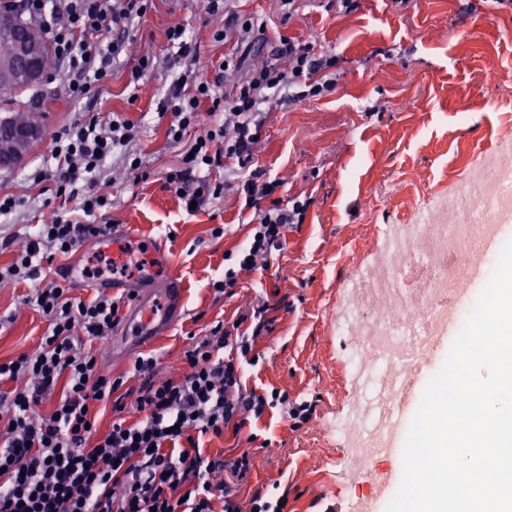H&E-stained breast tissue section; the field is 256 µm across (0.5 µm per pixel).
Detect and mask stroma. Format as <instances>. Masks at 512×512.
<instances>
[{"label": "stroma", "mask_w": 512, "mask_h": 512, "mask_svg": "<svg viewBox=\"0 0 512 512\" xmlns=\"http://www.w3.org/2000/svg\"><path fill=\"white\" fill-rule=\"evenodd\" d=\"M282 20L276 0H238L241 13L263 12L270 27L335 51V91L292 105L271 107L257 159L270 178L281 180V200L307 204L302 224L289 230L282 254L266 270L242 273L233 296L215 300L213 282L224 276V255L237 252L251 234L254 212L229 191L197 213H187L165 186L179 149L166 137L156 107L184 69L168 46V23L182 25L197 41L202 61L220 62L224 43L214 41L224 18L209 13L205 0H158L145 21L130 30V55L150 52L163 65L139 84L118 63L92 99L73 101L58 81L36 85L13 100L14 109L34 112L44 134L88 114L122 118L138 130L137 148L147 178L127 174L121 159L106 162L115 207L104 223L126 228L128 243L149 235L170 249L185 282L180 316L155 340L113 354L103 343L99 361L113 376L137 357L157 355L161 375L178 376L191 334L215 320L233 321L258 299L268 300L274 322L255 342L259 361L244 366L247 389L288 390L313 402L311 420L294 427L280 409L250 419L239 433L204 436L206 454L235 457L257 453L255 468L238 491L248 507L256 489L280 485L288 512H325L340 499L369 494L346 460L336 426L351 397L344 359L351 341L336 327L340 290L354 274L353 254H371L386 225L403 222L418 209L431 210L466 177L470 166L512 139V0H359L344 14L299 0ZM494 80H487V71ZM35 145L13 169L0 171V195L19 199L0 216L8 232L23 234L48 215L42 190L31 174L41 168ZM223 227L222 237L212 231ZM29 283L0 287V361L36 349L48 323L26 305Z\"/></svg>", "instance_id": "stroma-1"}]
</instances>
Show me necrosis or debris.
Instances as JSON below:
<instances>
[{
  "label": "necrosis or debris",
  "mask_w": 512,
  "mask_h": 512,
  "mask_svg": "<svg viewBox=\"0 0 512 512\" xmlns=\"http://www.w3.org/2000/svg\"><path fill=\"white\" fill-rule=\"evenodd\" d=\"M433 219L416 211L409 222L387 225L371 259L356 255V273L345 283L336 325L356 347L346 367L353 396L340 427L345 455L362 462L388 444L386 410L397 396L377 404L366 398V380L381 381L388 369L428 357L447 325H463L468 306L453 302L468 258L498 239L501 215L512 211V142L469 169Z\"/></svg>",
  "instance_id": "necrosis-or-debris-1"
}]
</instances>
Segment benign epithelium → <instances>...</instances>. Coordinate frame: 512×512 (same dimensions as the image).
<instances>
[{
	"label": "benign epithelium",
	"instance_id": "7a95c632",
	"mask_svg": "<svg viewBox=\"0 0 512 512\" xmlns=\"http://www.w3.org/2000/svg\"><path fill=\"white\" fill-rule=\"evenodd\" d=\"M49 47L41 29L30 22L17 21L0 52V80L37 85L45 78L44 61ZM42 137L36 123H14L8 117L0 119V141L8 147L0 149V170L13 169Z\"/></svg>",
	"mask_w": 512,
	"mask_h": 512
}]
</instances>
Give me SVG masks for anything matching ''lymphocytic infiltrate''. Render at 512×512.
<instances>
[{
  "instance_id": "obj_1",
  "label": "lymphocytic infiltrate",
  "mask_w": 512,
  "mask_h": 512,
  "mask_svg": "<svg viewBox=\"0 0 512 512\" xmlns=\"http://www.w3.org/2000/svg\"><path fill=\"white\" fill-rule=\"evenodd\" d=\"M18 5L45 31L62 64L55 76L78 101L111 78L127 52V30L155 11L156 0H0L4 8ZM207 9L224 17L213 38L230 47L225 65L214 77L204 76L184 28L169 25L167 42L191 65L159 101L158 114L169 119L168 140L184 146L166 177L183 205L204 208L233 187L255 211L253 237L212 284L220 296L236 287L239 271L270 266L289 226L304 220L306 203L274 199L280 182L257 165L255 150L265 107L332 91L336 56L281 34L274 38L277 62L247 64V54L265 37V20L240 13L233 0H208ZM219 112L221 123L196 134L203 114ZM136 137L133 123L96 115L52 134L45 147L53 165L34 175L49 195L48 219L22 239L0 236V249L14 252L13 262L0 267V283L32 281L27 301L50 323L36 351L0 363V383L15 384L0 413V512H240L229 482L246 477L252 457L246 451L228 460L205 455L201 437L241 431L249 417L279 405L298 425L315 412L312 402L290 400L281 389H243L241 366L255 362L267 303L241 313L236 327L221 320L205 325L183 350L178 377H160L157 358L137 357L132 371L140 384L128 388L103 371L90 343L111 337L132 294L85 301L42 278V268L56 257L110 235L111 225L94 221L113 205L100 173L117 152L125 153L130 170H139L129 150ZM50 399L53 412L42 414ZM97 403L110 405L113 415L111 430L98 439L90 431Z\"/></svg>"
}]
</instances>
